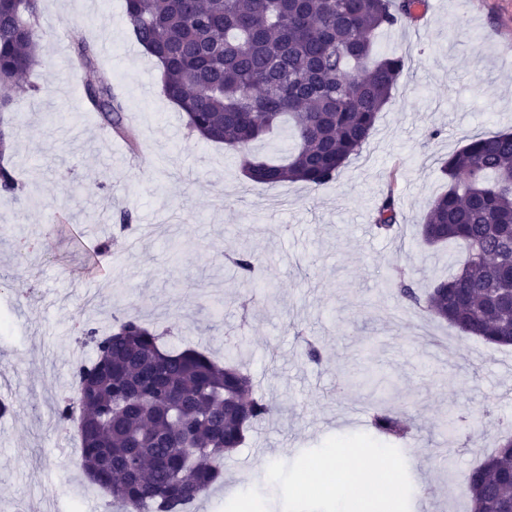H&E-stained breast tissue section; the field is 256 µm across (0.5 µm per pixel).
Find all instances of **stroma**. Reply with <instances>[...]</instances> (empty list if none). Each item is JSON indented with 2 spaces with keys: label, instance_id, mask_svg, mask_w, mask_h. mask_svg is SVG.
I'll list each match as a JSON object with an SVG mask.
<instances>
[{
  "label": "stroma",
  "instance_id": "stroma-1",
  "mask_svg": "<svg viewBox=\"0 0 512 512\" xmlns=\"http://www.w3.org/2000/svg\"><path fill=\"white\" fill-rule=\"evenodd\" d=\"M37 34L42 63L10 111L22 193L0 196V309L12 321L0 333V400L13 406L0 417V512H113L55 406L93 352L82 328L105 333L127 313L171 328L170 346L219 361L225 336L236 337L277 407L225 459L196 512H228L243 493L267 512H349L347 500L296 490L341 442L415 490L397 505L372 497L366 512L469 507L463 475L497 447L500 419H512V346L400 305L390 275L405 270L425 289L465 258L454 243L422 244L420 226L448 187V155L512 130V0H427L414 23L378 32L376 51L404 56L403 74L360 156L316 189L254 184L235 151L191 134L121 0L107 12L96 0H39ZM84 41L111 46L97 62L137 148L86 103L71 62ZM389 194L399 229L383 237L373 223ZM242 249L260 259L248 282L226 260ZM307 336L320 362L306 359ZM365 372L395 381L386 405L414 425L387 455L370 426V389L342 381ZM458 416L448 433L445 420Z\"/></svg>",
  "mask_w": 512,
  "mask_h": 512
}]
</instances>
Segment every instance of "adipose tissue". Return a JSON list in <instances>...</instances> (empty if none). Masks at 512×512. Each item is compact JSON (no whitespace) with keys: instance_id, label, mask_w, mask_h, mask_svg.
Wrapping results in <instances>:
<instances>
[{"instance_id":"1","label":"adipose tissue","mask_w":512,"mask_h":512,"mask_svg":"<svg viewBox=\"0 0 512 512\" xmlns=\"http://www.w3.org/2000/svg\"><path fill=\"white\" fill-rule=\"evenodd\" d=\"M380 479V474L372 471L364 461L339 450L330 454L324 464L308 476L307 483L316 488L330 486L333 494L339 497L352 491L368 496Z\"/></svg>"}]
</instances>
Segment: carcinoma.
<instances>
[{
	"label": "carcinoma",
	"instance_id": "obj_1",
	"mask_svg": "<svg viewBox=\"0 0 512 512\" xmlns=\"http://www.w3.org/2000/svg\"><path fill=\"white\" fill-rule=\"evenodd\" d=\"M424 0H125L135 40L161 67L162 92L199 138L237 151L255 184L336 179L360 154L390 103L404 57L379 55L374 34L416 18ZM37 3L21 13L0 0V89L26 92L22 76L41 61ZM89 103L136 146L122 102L98 73L92 46L76 52ZM286 129L281 161L261 159L252 145ZM12 135H0V192H20L5 161ZM448 190L421 225L428 246L457 242L466 256L455 273L418 294L404 272L394 275L399 301L423 308L465 336L512 345V132L475 137L441 166ZM397 227L392 195L376 210L374 229ZM242 279L258 258L231 257ZM96 359L77 368L80 398L63 399L62 422L77 419L82 466L122 512H187L223 477L225 456L275 406L253 394L238 355L219 364L194 348L173 350L136 316L101 335L87 328ZM371 428L392 444L410 437L395 411L371 405ZM471 512H512V423L498 448L466 477Z\"/></svg>",
	"mask_w": 512,
	"mask_h": 512
}]
</instances>
